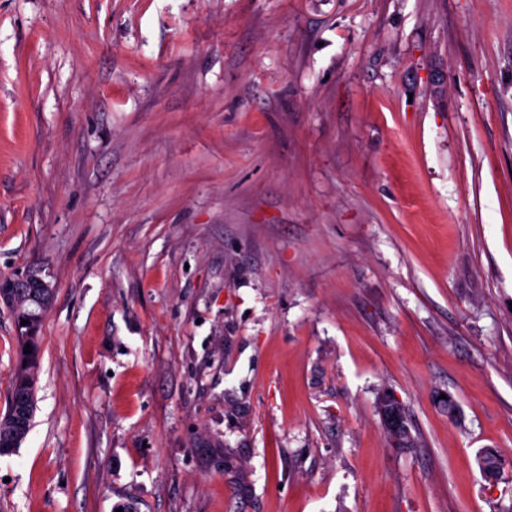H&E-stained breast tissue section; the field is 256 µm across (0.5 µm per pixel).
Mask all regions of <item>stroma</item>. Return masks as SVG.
Instances as JSON below:
<instances>
[{
    "instance_id": "stroma-1",
    "label": "stroma",
    "mask_w": 512,
    "mask_h": 512,
    "mask_svg": "<svg viewBox=\"0 0 512 512\" xmlns=\"http://www.w3.org/2000/svg\"><path fill=\"white\" fill-rule=\"evenodd\" d=\"M28 269L0 512H512V0H0ZM52 290H54V286L41 277L37 270L17 275L13 279L0 280L1 298L10 295H27L30 298L17 296L12 300L11 305L2 303L11 312L15 321L17 351L16 368L12 378L8 407L5 412L6 414L10 410L5 420L7 425L13 426L14 429L12 436L5 440L4 447L0 448V457L10 455L14 448L20 447L29 432L34 417L35 405L27 396L16 399L12 407L11 405L12 399L18 394L35 395L42 345L40 331L43 317L53 295L44 298L42 302L31 299H36L41 293ZM21 320H28V324L21 325ZM26 344L31 346V353H24ZM478 464L488 481L497 482L505 474V463L491 450H484L479 453Z\"/></svg>"
}]
</instances>
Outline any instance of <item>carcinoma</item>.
Listing matches in <instances>:
<instances>
[{"instance_id": "carcinoma-1", "label": "carcinoma", "mask_w": 512, "mask_h": 512, "mask_svg": "<svg viewBox=\"0 0 512 512\" xmlns=\"http://www.w3.org/2000/svg\"><path fill=\"white\" fill-rule=\"evenodd\" d=\"M52 301L48 296L41 302L17 296L7 309L11 312L16 327V368L11 383L10 397L20 394H33L36 391L40 367L42 336H40L43 317ZM28 324L23 325L21 321ZM31 352H24L26 346ZM478 464L485 478L497 482L505 474V463L492 451L484 450L478 455Z\"/></svg>"}]
</instances>
